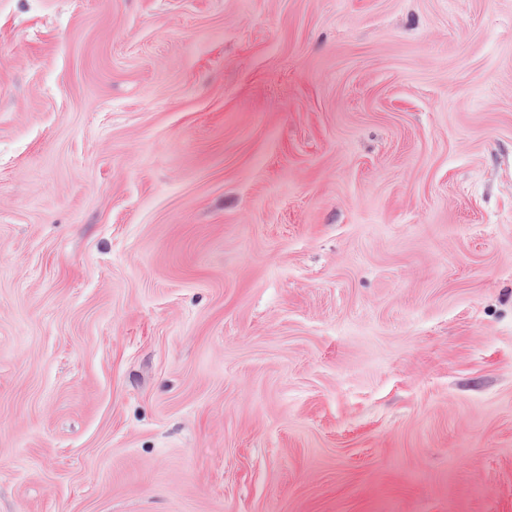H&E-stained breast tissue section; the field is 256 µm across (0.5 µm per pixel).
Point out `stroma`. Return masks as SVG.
<instances>
[{
    "instance_id": "obj_1",
    "label": "stroma",
    "mask_w": 512,
    "mask_h": 512,
    "mask_svg": "<svg viewBox=\"0 0 512 512\" xmlns=\"http://www.w3.org/2000/svg\"><path fill=\"white\" fill-rule=\"evenodd\" d=\"M0 512H512V0H0Z\"/></svg>"
}]
</instances>
